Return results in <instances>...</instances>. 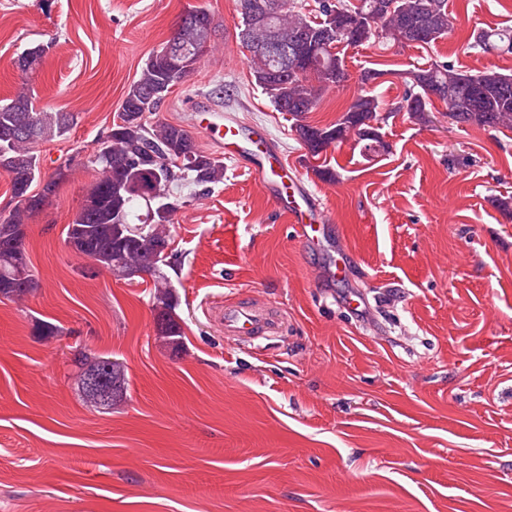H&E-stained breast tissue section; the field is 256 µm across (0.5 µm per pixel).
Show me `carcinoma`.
<instances>
[{"instance_id":"1","label":"carcinoma","mask_w":512,"mask_h":512,"mask_svg":"<svg viewBox=\"0 0 512 512\" xmlns=\"http://www.w3.org/2000/svg\"><path fill=\"white\" fill-rule=\"evenodd\" d=\"M258 2L237 0L238 30L249 32V40L242 39L240 43L250 53L257 86L278 111L295 120V131L306 155L316 158L351 135L361 142L364 132L380 131L391 114L404 113L414 121L424 122L435 98L445 104V115L457 125L512 131V74H472L446 62L426 63L403 72L408 88L385 109L375 93L376 86L369 84L384 71L363 68L354 77L351 100L335 123L318 126L306 122V115L319 105L321 87H341L331 76L336 66H345L344 58L338 55L339 47L382 42L425 49L454 26L448 14V0H387L391 8L383 12L376 8L379 0H324L313 13L304 12L290 0H271L275 11L269 14L258 11ZM198 13L200 10L195 9L184 14L170 41L186 49L203 42L207 54L211 40L195 20ZM354 15L365 16L366 24L351 39L344 30ZM419 29L428 30L431 39L419 40ZM267 30L283 47H294L303 55L315 52L317 64L296 71L272 54L258 50L251 41L264 37ZM467 48L482 53H512V26L481 30ZM44 57L38 44L22 53L18 67L34 72ZM171 67L172 58L165 46L148 56L138 79L125 94L118 120L88 155L87 166L97 173V178L67 226V242L78 254L117 276L130 278L139 271L152 272L157 335L165 347L176 352L184 346L183 332L159 250L161 244L170 243L166 227L173 223L182 204L170 188L186 182L198 193L208 192L224 182V162L200 150L185 127L150 120L162 106L150 95ZM75 120L72 112L36 108L30 93H20L0 104V135L20 127L32 130L30 135L15 136L8 148L7 173L14 206L8 214L0 215V299H18L36 287L24 245L25 224L50 203L59 184L68 177L69 167H58L36 192L31 191V186L38 185L37 176L24 190L19 184L30 169L39 165L34 145L66 136ZM72 363L78 390L91 406L112 410L124 400L128 383L122 363L81 349L73 354ZM93 378L99 379L95 387L89 385Z\"/></svg>"}]
</instances>
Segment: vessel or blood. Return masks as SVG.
Segmentation results:
<instances>
[{
    "label": "vessel or blood",
    "instance_id": "1",
    "mask_svg": "<svg viewBox=\"0 0 512 512\" xmlns=\"http://www.w3.org/2000/svg\"><path fill=\"white\" fill-rule=\"evenodd\" d=\"M189 122L202 129L227 157L248 162L264 192L286 214L289 223L295 225L306 242L316 241L327 215L312 191L292 175L290 165L272 146L268 135L248 134L243 125L235 122L206 123L196 112L190 113ZM280 327L278 313L263 305L228 303L224 306V333L240 341L277 335Z\"/></svg>",
    "mask_w": 512,
    "mask_h": 512
}]
</instances>
